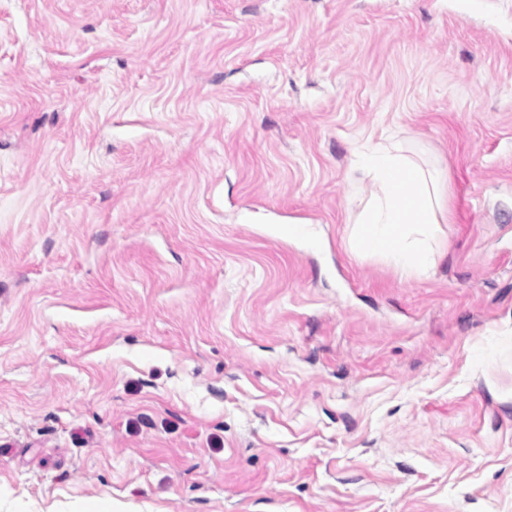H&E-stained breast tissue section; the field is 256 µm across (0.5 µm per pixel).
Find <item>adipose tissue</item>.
<instances>
[{
  "label": "adipose tissue",
  "mask_w": 512,
  "mask_h": 512,
  "mask_svg": "<svg viewBox=\"0 0 512 512\" xmlns=\"http://www.w3.org/2000/svg\"><path fill=\"white\" fill-rule=\"evenodd\" d=\"M354 167L376 192L351 231L352 250L382 259L402 278L427 277L437 258L433 241L448 221L447 171L394 140L364 144Z\"/></svg>",
  "instance_id": "obj_1"
}]
</instances>
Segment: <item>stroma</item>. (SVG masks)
I'll return each mask as SVG.
<instances>
[{
	"mask_svg": "<svg viewBox=\"0 0 512 512\" xmlns=\"http://www.w3.org/2000/svg\"><path fill=\"white\" fill-rule=\"evenodd\" d=\"M105 507L512 512V0H0V512ZM354 167L376 192L354 223L351 249L379 257L402 278L427 277L439 224L448 223L447 171L394 140L364 144Z\"/></svg>",
	"mask_w": 512,
	"mask_h": 512,
	"instance_id": "35a3bbf8",
	"label": "stroma"
}]
</instances>
